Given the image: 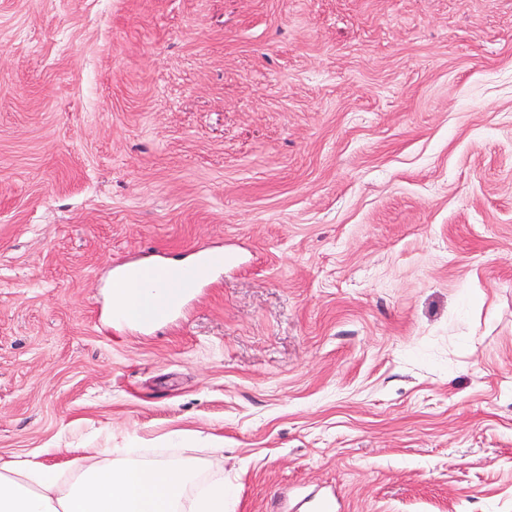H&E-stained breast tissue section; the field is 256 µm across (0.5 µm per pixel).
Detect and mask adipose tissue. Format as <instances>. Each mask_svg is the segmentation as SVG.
<instances>
[{"instance_id": "adipose-tissue-1", "label": "adipose tissue", "mask_w": 512, "mask_h": 512, "mask_svg": "<svg viewBox=\"0 0 512 512\" xmlns=\"http://www.w3.org/2000/svg\"><path fill=\"white\" fill-rule=\"evenodd\" d=\"M187 292L180 274L162 287L128 280L112 291V307L158 319L170 298ZM65 464L27 455L0 461V512H227L224 451L193 448H74Z\"/></svg>"}]
</instances>
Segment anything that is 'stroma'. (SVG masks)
I'll return each mask as SVG.
<instances>
[{
	"label": "stroma",
	"mask_w": 512,
	"mask_h": 512,
	"mask_svg": "<svg viewBox=\"0 0 512 512\" xmlns=\"http://www.w3.org/2000/svg\"><path fill=\"white\" fill-rule=\"evenodd\" d=\"M165 439L230 512H512V0H0V457ZM187 284L178 273L168 276L161 288H141L136 280L121 283L112 288V311H126L134 318L159 319L167 301L180 300L188 292Z\"/></svg>",
	"instance_id": "1"
}]
</instances>
